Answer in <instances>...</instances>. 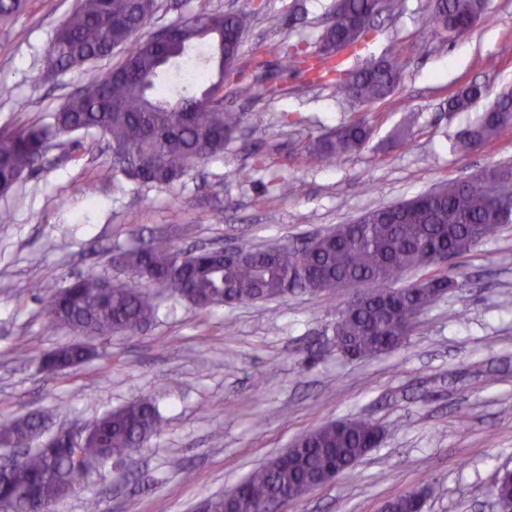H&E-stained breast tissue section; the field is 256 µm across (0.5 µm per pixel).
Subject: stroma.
Returning a JSON list of instances; mask_svg holds the SVG:
<instances>
[{"label":"stroma","instance_id":"35a3bbf8","mask_svg":"<svg viewBox=\"0 0 512 512\" xmlns=\"http://www.w3.org/2000/svg\"><path fill=\"white\" fill-rule=\"evenodd\" d=\"M77 0H28L0 24V133L43 118L69 93L122 60L121 52L45 76L48 50ZM388 7L347 70L398 57L404 81L385 102L336 98L279 55L280 42L316 48L336 0H158L141 29L152 36L202 10L251 12L241 68L274 84V97L224 106L249 118L238 139L170 186L113 173L104 143L79 161L53 146L8 195H0V419L48 413L80 428L144 395L160 431L133 458L94 467L56 512H199L203 504L324 423L365 417L384 431L380 448L336 483L289 502L284 512H380L389 499L431 488L427 512H498L492 489L512 468V224L468 256L450 260L460 286L424 311L393 351L351 360L336 348V312L348 292L293 290L271 302L207 312L163 302L136 336L88 338L91 356L57 372L42 356L73 342L48 323L42 300L78 275H128L113 254L153 236L190 248L297 244L358 219L378 205L428 192L484 168L512 162V126L469 155L457 134L512 89V0H489L465 35L431 39L432 0ZM478 82L486 95L452 112L448 98ZM367 124L370 137L339 164L310 159L306 144L337 127ZM297 184L275 196L277 179ZM99 186L84 196V183Z\"/></svg>","mask_w":512,"mask_h":512}]
</instances>
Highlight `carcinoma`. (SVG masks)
Segmentation results:
<instances>
[{
	"label": "carcinoma",
	"instance_id": "1",
	"mask_svg": "<svg viewBox=\"0 0 512 512\" xmlns=\"http://www.w3.org/2000/svg\"><path fill=\"white\" fill-rule=\"evenodd\" d=\"M26 0H0V22L16 16ZM488 0H439L432 12L439 37L445 26H466L486 17ZM157 8L156 0H78L58 26L47 56L52 73L81 68L106 58L116 48L126 55L115 69L72 93L60 108L40 121L0 136V194L9 193L33 170L45 150L62 136L72 137L76 151L80 136L93 132L112 155V170L143 184L171 185L195 166L224 152L240 127L243 114L204 100L231 82L244 99L260 96L259 84L239 68L224 71V61L238 60L242 35L251 25L249 14L202 12L167 27L163 38L145 40L137 33ZM378 12L374 0H336V16L311 52L284 50V59L304 65L311 79L334 90L336 97L376 103L392 95L403 80L398 59L386 58L360 70L340 68L336 48L355 50L373 29ZM216 45L214 79L202 87L175 91L159 85L163 66L180 57L198 40ZM485 95L472 83L448 98V111L468 108ZM512 125V94L503 93L478 122L453 143L468 151L493 141ZM369 136L359 121L319 136L306 146L309 156L334 166L360 149ZM512 183V166H493L463 181L394 205L365 212L350 224L301 246L280 244L243 248L236 260L217 252H185L165 241L122 252L119 266L130 278L105 288L96 276H78L43 301L45 319L76 336H130L144 332L156 318L160 300L183 299L199 310L219 305L268 302L294 288L334 294L344 284L364 301L343 306L333 327L339 352L349 359L387 353L409 336L406 327L432 306L444 290L461 286L448 274L432 275L397 286L402 275L433 265V254L451 257L471 252L494 237L512 213L503 212L487 188V180ZM89 357L83 343L63 346L44 358L49 369L75 366ZM160 418L151 396L136 399L91 422V433L77 448L40 431L47 418L0 420V444L27 446L31 451L10 469L0 472V506L22 512V498L34 492L37 512H53L57 499L76 491L67 477L78 457L107 464L138 452L157 434ZM373 421L356 417L320 425L297 436L288 448L289 463H266L243 481L238 496L225 506L224 496L212 499L214 512H260L282 492L298 499L308 493L314 477L324 471L343 473L379 447ZM493 495L502 508L512 506V471L499 472Z\"/></svg>",
	"mask_w": 512,
	"mask_h": 512
}]
</instances>
